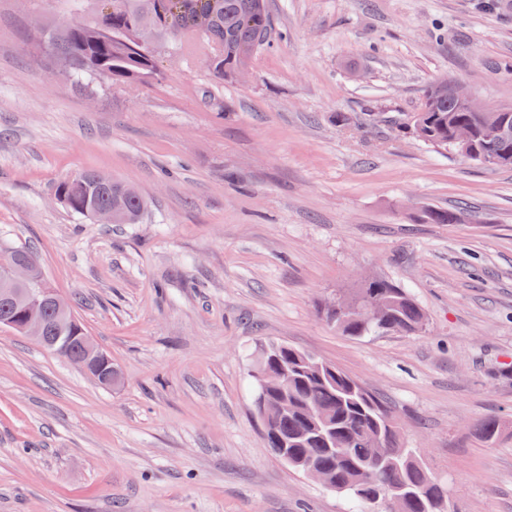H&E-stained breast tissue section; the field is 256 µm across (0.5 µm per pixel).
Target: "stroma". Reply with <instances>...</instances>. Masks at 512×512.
I'll return each mask as SVG.
<instances>
[{
	"instance_id": "1",
	"label": "stroma",
	"mask_w": 512,
	"mask_h": 512,
	"mask_svg": "<svg viewBox=\"0 0 512 512\" xmlns=\"http://www.w3.org/2000/svg\"><path fill=\"white\" fill-rule=\"evenodd\" d=\"M267 6L275 35L244 79L216 83L191 45L154 77L87 86L41 48L68 0H0V241L38 253L121 372L100 388L0 331V512H350L263 444L264 339L381 400L448 512H512V170L394 125L442 76L512 104V0ZM86 169L137 187L142 222L54 201ZM429 206L469 216L427 224ZM373 277L408 289L425 333L325 321Z\"/></svg>"
}]
</instances>
